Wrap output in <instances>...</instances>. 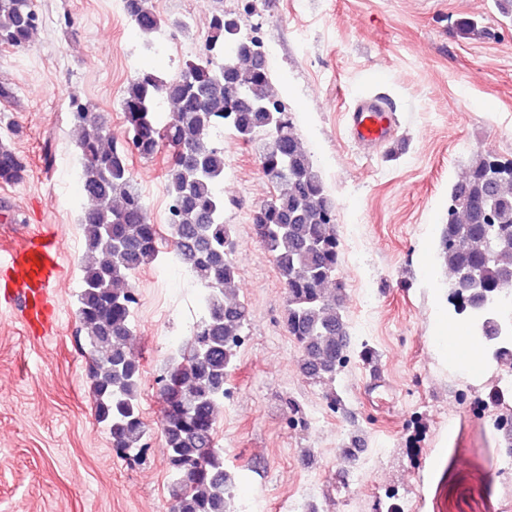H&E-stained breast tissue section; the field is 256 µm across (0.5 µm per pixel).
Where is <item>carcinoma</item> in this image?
Returning <instances> with one entry per match:
<instances>
[{"label":"carcinoma","instance_id":"obj_1","mask_svg":"<svg viewBox=\"0 0 512 512\" xmlns=\"http://www.w3.org/2000/svg\"><path fill=\"white\" fill-rule=\"evenodd\" d=\"M124 13L147 38L163 27L186 29L180 19L157 15L150 0H124ZM40 25L35 0H0L1 48H28ZM165 102L174 110L160 126L155 114ZM119 106L125 119L120 137L87 102L70 98L81 187L91 201L81 216L85 250L76 316L88 347L93 415L116 453L140 454L147 425L142 368L127 343L137 303L129 278L157 258L160 232L146 217L128 160L167 146L171 246L204 289L203 313L187 347L158 379L168 491L173 512H234L235 475L224 468L215 431L250 311L226 300L238 275L239 243L224 223L221 131L229 128L255 146L263 175L276 186V194L253 211L252 224L285 289V326L301 349L300 370L329 383L349 348L336 204L294 133L292 113L269 93L263 54L242 38L231 13L212 15L199 57L172 75L139 69ZM27 172L26 158L0 142V184H17ZM439 257L452 274L451 294L469 309L473 341L492 346L497 360L512 357V323L498 316L500 294L512 288V164L478 158L453 185Z\"/></svg>","mask_w":512,"mask_h":512}]
</instances>
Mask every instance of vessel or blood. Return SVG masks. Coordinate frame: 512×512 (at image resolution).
<instances>
[{"label": "vessel or blood", "instance_id": "vessel-or-blood-1", "mask_svg": "<svg viewBox=\"0 0 512 512\" xmlns=\"http://www.w3.org/2000/svg\"><path fill=\"white\" fill-rule=\"evenodd\" d=\"M348 124L353 141L372 148L392 141L396 127L391 112L372 98L357 101L348 110ZM55 235L0 253V267L7 271L4 291L20 300L28 319L40 318L47 291L59 278Z\"/></svg>", "mask_w": 512, "mask_h": 512}]
</instances>
